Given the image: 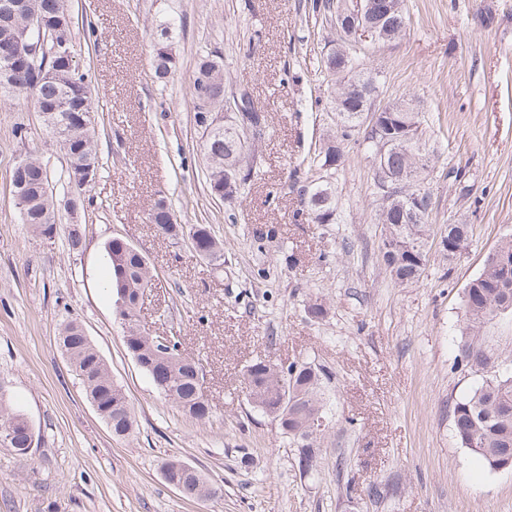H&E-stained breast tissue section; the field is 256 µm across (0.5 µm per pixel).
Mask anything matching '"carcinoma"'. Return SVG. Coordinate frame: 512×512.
Here are the masks:
<instances>
[{"instance_id":"obj_1","label":"carcinoma","mask_w":512,"mask_h":512,"mask_svg":"<svg viewBox=\"0 0 512 512\" xmlns=\"http://www.w3.org/2000/svg\"><path fill=\"white\" fill-rule=\"evenodd\" d=\"M373 9L384 15L382 25L388 39L397 37L407 26L408 16L403 0H372ZM65 0H27L25 12L11 18L0 17V44L14 49L20 58L13 73L0 75V93L27 97L43 119L47 132L63 124L73 129L60 141L66 160L67 183L71 190L82 192L83 185L74 179L75 168L87 165L100 171L103 168L97 151L96 122L86 127L75 122L77 111L72 104L77 98L92 100V90L86 75L77 63L64 62L54 56L48 64L44 57L59 39L72 41V18L67 16ZM44 22L43 43L39 54H29L31 40L38 37L31 18ZM354 71L351 80L378 81V72L359 67L352 57L329 55L324 60L328 72L334 74L344 63ZM53 69L54 77L47 82L33 84L34 72L42 66ZM173 56L168 46L157 45L153 59L155 78L166 81L173 68ZM332 109L346 113L350 120L343 125L341 138L349 139L360 131L362 113L368 102L356 95L351 85L336 80ZM195 101L194 120L200 128V153L205 163L210 194L221 199L236 197L247 178L237 182L233 172L226 168L238 151L237 135L231 132L224 118L223 64L203 55L197 64L193 83ZM405 137V144L391 150L387 166L402 171L412 166L425 171L426 142L422 138L418 113L402 105L391 106V112L377 126L365 130L364 139L381 141L385 138ZM339 154L336 140L329 139L313 159L314 165L324 168ZM12 187L19 205L22 223L35 233H42L60 223L57 201L50 189L49 174L39 158L28 156L16 165ZM318 191L310 194L308 214L317 224H328L336 216V199L330 187L321 183ZM406 199L396 197L380 203L379 223L383 224V260L390 276L400 284L417 282L427 262L425 241L431 225L428 209H423L417 223L405 222L402 208ZM149 223L156 231L174 238L185 234L191 241L193 253L201 259L224 256L222 242L206 224L186 226L177 223L176 215L167 198L161 197L148 213ZM469 225L446 224L441 232V251L450 260L468 244ZM112 268L111 284L116 295L128 299L125 321L138 326L136 336L125 341L129 353L144 359L142 366L156 389L189 419L202 422L205 414L197 406L204 394L196 392L195 374H203L201 364L180 352V337L173 334L162 343L141 325L138 319L140 304L152 284V274L146 257L135 247L117 238L108 244ZM512 315V237L501 241L485 261L483 271L466 286L463 292V327L456 344V365L477 377L470 390L459 397L452 408V428L457 444L479 457L486 468L495 472L503 453L512 451V348L502 347L484 335V328L495 319ZM58 345L70 362L72 371L81 381L87 398L102 395L107 406V417L112 419V434L127 437L134 429L132 405L121 387L112 381V375L83 327L76 322L65 324L58 336ZM330 380L323 365L313 360L289 364L254 362L242 373L241 389L249 405L278 423L281 434L299 448H313L317 433L309 430L313 418L329 419L332 412L325 387ZM21 414L0 399V428L12 430L10 447L25 446L26 436L20 424ZM184 498L200 497L206 479L196 471L180 476Z\"/></svg>"}]
</instances>
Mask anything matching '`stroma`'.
I'll return each mask as SVG.
<instances>
[{"label":"stroma","instance_id":"1","mask_svg":"<svg viewBox=\"0 0 512 512\" xmlns=\"http://www.w3.org/2000/svg\"><path fill=\"white\" fill-rule=\"evenodd\" d=\"M67 4L104 169L77 215L33 233L13 169L41 156L63 201L64 159L30 103L0 98V388L35 434L24 456L0 445V512H512V472H489L451 427L455 400L475 381L455 366L463 291L512 235V0H404L399 37L344 44L380 74L375 107L422 115L431 224L471 227L450 261L430 237L427 265L408 286L385 270L361 136L318 173L336 192L333 223L299 211L312 160L336 130L335 86L320 62L341 38L314 0ZM164 37L175 68L162 84L152 57ZM207 53L224 63L225 93H247L266 117L251 178L232 200L211 196L199 153L192 87ZM163 196L178 223L209 225L223 241V268L156 233L147 217ZM116 237L141 249L154 274L142 325L180 334L203 367L206 423L165 400L125 348L109 288ZM315 303L321 316L308 313ZM70 321L129 395V437L112 435L62 355L56 337ZM259 359H313L333 374L335 421L312 472L244 398L241 372ZM169 459L196 467L220 495L185 499L161 475Z\"/></svg>","mask_w":512,"mask_h":512}]
</instances>
